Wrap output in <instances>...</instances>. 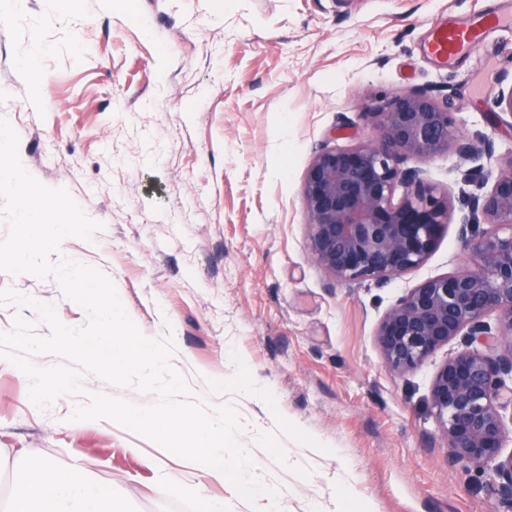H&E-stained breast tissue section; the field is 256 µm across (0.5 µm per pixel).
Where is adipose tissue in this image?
Wrapping results in <instances>:
<instances>
[{
    "label": "adipose tissue",
    "mask_w": 512,
    "mask_h": 512,
    "mask_svg": "<svg viewBox=\"0 0 512 512\" xmlns=\"http://www.w3.org/2000/svg\"><path fill=\"white\" fill-rule=\"evenodd\" d=\"M8 512H126L110 484L41 458L15 483Z\"/></svg>",
    "instance_id": "ef3b65f1"
}]
</instances>
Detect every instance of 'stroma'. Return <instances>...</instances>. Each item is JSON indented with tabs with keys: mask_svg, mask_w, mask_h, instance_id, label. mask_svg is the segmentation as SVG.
<instances>
[{
	"mask_svg": "<svg viewBox=\"0 0 512 512\" xmlns=\"http://www.w3.org/2000/svg\"><path fill=\"white\" fill-rule=\"evenodd\" d=\"M512 8V0H0V115L26 170L66 188L104 228L66 238L61 257L114 283L196 399L229 403L257 473L289 512H336L345 493L372 512H502L489 473L448 458L429 399L450 341L394 372L377 342L409 288L467 266L454 222L468 199L455 150L423 162L450 222L419 267L378 285L337 282L311 259L306 171L323 147L369 142L359 112L417 88L447 102L456 138L493 139L485 174L512 156L496 101L512 89V29L442 66L430 23ZM83 309L54 278L0 272V288ZM0 363V501L41 457L111 483L131 512H182L157 492L158 462L181 484L190 464L108 420L47 410Z\"/></svg>",
	"mask_w": 512,
	"mask_h": 512,
	"instance_id": "35a3bbf8",
	"label": "stroma"
}]
</instances>
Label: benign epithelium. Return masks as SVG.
<instances>
[{"label": "benign epithelium", "mask_w": 512, "mask_h": 512, "mask_svg": "<svg viewBox=\"0 0 512 512\" xmlns=\"http://www.w3.org/2000/svg\"><path fill=\"white\" fill-rule=\"evenodd\" d=\"M358 119L371 142L323 148L307 169L303 198L314 262L341 283L385 282L422 265L448 224V194L415 162L448 150L466 161L490 159L494 141L454 140L448 106L428 90L395 95ZM474 187L458 235L469 267L418 283L383 316L377 341L386 364L406 373L452 340L457 351L438 368L430 404L455 463L491 468L512 512V155L491 178L463 174ZM482 216L489 229L473 230ZM496 317V326L487 322ZM506 340L509 349L499 350ZM484 345L480 352L472 348Z\"/></svg>", "instance_id": "7a95c632"}]
</instances>
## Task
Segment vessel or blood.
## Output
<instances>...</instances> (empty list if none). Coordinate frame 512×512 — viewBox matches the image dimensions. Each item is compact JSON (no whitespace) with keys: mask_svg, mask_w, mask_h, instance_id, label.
Segmentation results:
<instances>
[{"mask_svg":"<svg viewBox=\"0 0 512 512\" xmlns=\"http://www.w3.org/2000/svg\"><path fill=\"white\" fill-rule=\"evenodd\" d=\"M512 26V13H476L461 22L432 25L424 45L426 54L440 64L454 61L470 52L497 29Z\"/></svg>","mask_w":512,"mask_h":512,"instance_id":"vessel-or-blood-1","label":"vessel or blood"}]
</instances>
